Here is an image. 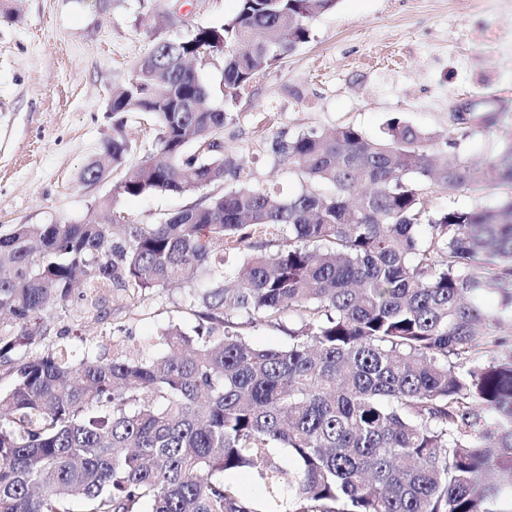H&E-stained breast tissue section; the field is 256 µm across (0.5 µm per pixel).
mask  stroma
I'll return each instance as SVG.
<instances>
[{"label":"stroma","instance_id":"obj_1","mask_svg":"<svg viewBox=\"0 0 512 512\" xmlns=\"http://www.w3.org/2000/svg\"><path fill=\"white\" fill-rule=\"evenodd\" d=\"M0 18V225L84 224L110 195L114 174L83 181L112 135L107 104L130 81L154 31L170 40L232 17L238 0H8ZM308 43L259 73L235 98L224 95V62H197L216 107L230 112L224 153L253 183L299 192L306 181L270 151L277 135L354 126L380 136L394 116L432 134L435 153L484 169L512 142V0H339L310 23ZM471 119L459 123V109ZM500 190L432 189L430 210L494 208ZM187 203L164 193L125 198L137 224H156ZM493 333L512 342V310L488 286L472 297ZM185 289L133 302L112 299V320L61 318L63 343L81 355L84 338L121 343L156 357L164 327H192Z\"/></svg>","mask_w":512,"mask_h":512}]
</instances>
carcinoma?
Returning a JSON list of instances; mask_svg holds the SVG:
<instances>
[{"label": "carcinoma", "mask_w": 512, "mask_h": 512, "mask_svg": "<svg viewBox=\"0 0 512 512\" xmlns=\"http://www.w3.org/2000/svg\"><path fill=\"white\" fill-rule=\"evenodd\" d=\"M338 0H239L179 41L155 36L112 93V137L82 179L118 173L92 224L0 225V512H512L490 509L512 476V344L472 359L481 310L512 276V194L494 210L432 213L424 189L478 182L458 156L395 116L372 139L353 126L277 137L278 163L310 187L250 184L218 143L227 113L193 61L224 58V93L309 42ZM153 121L156 153L130 162L128 116ZM196 200L135 224L121 197ZM483 179L512 187V145ZM426 233H421V230ZM483 265L484 278L474 269ZM179 284L197 325L163 329L167 352L131 359L90 344L76 361L56 318H112ZM295 313L288 346L244 328ZM493 416L492 448L476 441ZM288 450L291 468L279 449ZM255 471L259 501L224 481Z\"/></svg>", "instance_id": "1"}]
</instances>
